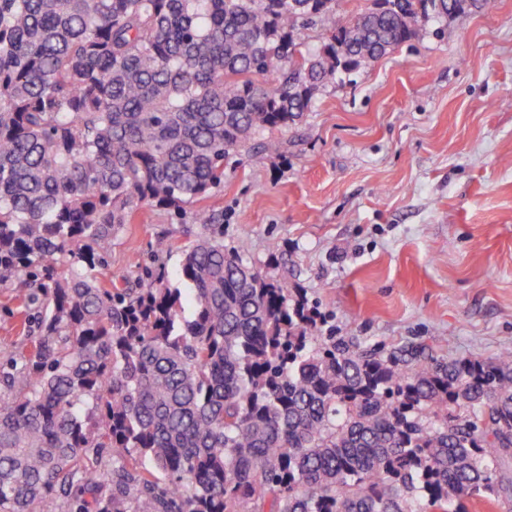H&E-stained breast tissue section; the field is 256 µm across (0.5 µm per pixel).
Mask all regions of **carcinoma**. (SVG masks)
I'll return each mask as SVG.
<instances>
[{"instance_id":"cac0c4a2","label":"carcinoma","mask_w":512,"mask_h":512,"mask_svg":"<svg viewBox=\"0 0 512 512\" xmlns=\"http://www.w3.org/2000/svg\"><path fill=\"white\" fill-rule=\"evenodd\" d=\"M450 10L467 0H0V286L31 343L0 365V512H512V348L326 333L278 245L248 262L208 207L144 275L104 277L140 210L185 216L231 153Z\"/></svg>"}]
</instances>
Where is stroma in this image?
<instances>
[{
    "label": "stroma",
    "instance_id": "obj_1",
    "mask_svg": "<svg viewBox=\"0 0 512 512\" xmlns=\"http://www.w3.org/2000/svg\"><path fill=\"white\" fill-rule=\"evenodd\" d=\"M494 14L430 22L301 121L225 163L208 199L224 242L249 262L283 249L292 281L337 335L447 358L512 347V0ZM144 207L112 243L107 272L136 277L160 234L194 232ZM0 288V363L29 341Z\"/></svg>",
    "mask_w": 512,
    "mask_h": 512
}]
</instances>
